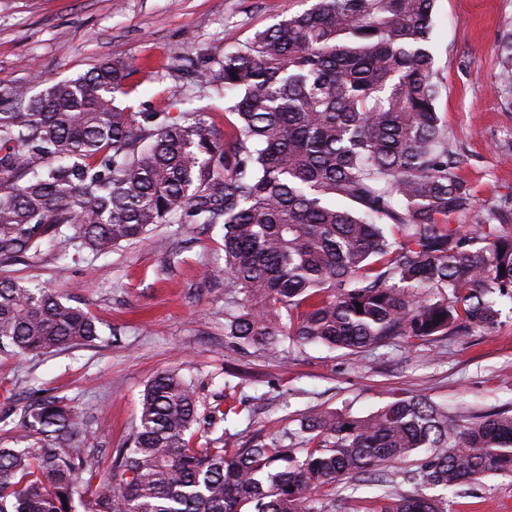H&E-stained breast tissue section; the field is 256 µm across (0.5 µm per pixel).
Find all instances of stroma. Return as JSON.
<instances>
[{
  "label": "stroma",
  "mask_w": 512,
  "mask_h": 512,
  "mask_svg": "<svg viewBox=\"0 0 512 512\" xmlns=\"http://www.w3.org/2000/svg\"><path fill=\"white\" fill-rule=\"evenodd\" d=\"M311 0H0V100L16 88L35 96L103 59L127 64L134 112L205 109L225 132L226 100L199 89L185 58L202 63L255 30L308 8ZM512 0H436L432 51L439 109L463 155L458 174L479 206L512 205V91L494 92L500 39ZM222 232L163 224L146 239L95 256L46 245L7 267L8 276L71 298L98 321V340L47 354L0 351V447L33 394L82 413L101 472L137 420L142 392L164 370L191 379L201 408L225 395L248 408L216 431L251 436L297 426L329 407L355 416L396 395H423L468 420L512 411V303L493 327L418 341L405 336L359 353L286 343L278 354L224 340ZM448 512H512V477L490 475L447 492Z\"/></svg>",
  "instance_id": "stroma-1"
}]
</instances>
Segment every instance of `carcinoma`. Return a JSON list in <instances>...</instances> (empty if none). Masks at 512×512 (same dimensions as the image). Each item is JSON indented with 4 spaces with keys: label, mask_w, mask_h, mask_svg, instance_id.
Listing matches in <instances>:
<instances>
[{
    "label": "carcinoma",
    "mask_w": 512,
    "mask_h": 512,
    "mask_svg": "<svg viewBox=\"0 0 512 512\" xmlns=\"http://www.w3.org/2000/svg\"><path fill=\"white\" fill-rule=\"evenodd\" d=\"M435 0H313L210 60L198 77L236 95L219 136L197 111L128 112L127 67L102 61L0 112V266L58 240L106 255L161 224L223 230L224 335L277 352L292 340L359 353L395 336L488 328L512 299V207L448 224L475 196L438 110L429 47ZM499 87L512 88V30ZM362 310H357V305ZM98 339L96 320L49 288L0 279V348L17 354ZM204 417L181 375L147 384L110 473L80 445L83 418L55 398L22 416L23 448H0V512H329L338 480L385 483L380 466L417 457L369 512H448L423 493L512 476V413L460 424L422 395L367 416L334 409L299 428L195 439ZM95 484L87 502L77 486Z\"/></svg>",
    "instance_id": "cac0c4a2"
}]
</instances>
